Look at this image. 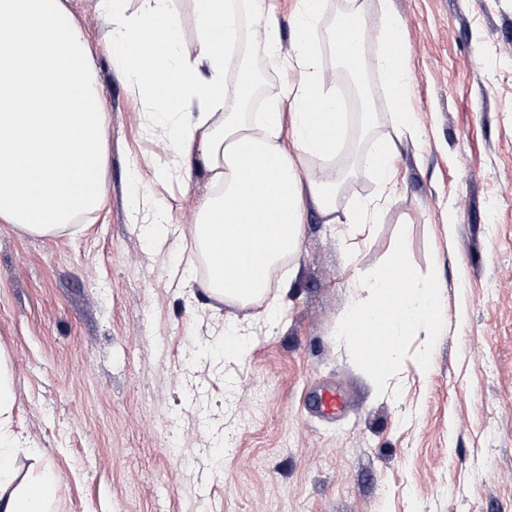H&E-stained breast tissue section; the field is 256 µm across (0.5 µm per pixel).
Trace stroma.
<instances>
[{"instance_id":"stroma-1","label":"stroma","mask_w":512,"mask_h":512,"mask_svg":"<svg viewBox=\"0 0 512 512\" xmlns=\"http://www.w3.org/2000/svg\"><path fill=\"white\" fill-rule=\"evenodd\" d=\"M416 74L409 109L422 139L404 141L398 191L358 255L377 270L394 243L446 296L447 328L430 373L423 336L402 340L383 392L337 327L356 291L342 226L307 215L278 279L286 310L255 331L247 356L224 355L229 322L257 306L183 284L200 203L201 162L159 189L162 246L130 219L134 182L173 163L167 135L103 50L112 28L79 0L107 102L102 208L51 235L0 223V360L12 378L22 470L56 481L55 512H512V0H390ZM380 22V0H323L316 46L339 95L348 67L336 18ZM336 197H374L365 162L394 133L391 107L352 119ZM347 401L333 416L322 389Z\"/></svg>"}]
</instances>
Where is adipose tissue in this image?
Returning <instances> with one entry per match:
<instances>
[{
    "label": "adipose tissue",
    "instance_id": "ef3b65f1",
    "mask_svg": "<svg viewBox=\"0 0 512 512\" xmlns=\"http://www.w3.org/2000/svg\"><path fill=\"white\" fill-rule=\"evenodd\" d=\"M137 17L127 16L123 0H101L112 18L105 48L117 69L131 81L134 92L152 108V116L168 135L178 161L200 158L216 187L214 196L200 206L194 236L201 251L215 239L248 243L255 272L238 280L220 270L210 255L215 274L206 287L218 300L243 305L265 304L268 317L285 311L283 294L271 293L272 271L297 249L308 211H316L328 224L347 230L345 259L355 265L359 246L371 235L381 211L397 190L393 162L398 145L421 138L405 102L415 81L402 48V27L393 10H386L379 27L361 32L357 46L375 40V68L395 104L392 138L376 143L370 164L376 170L379 193L355 208L338 212L336 189L344 170L335 166L316 175L302 167L311 157L333 159L340 153L345 113L336 93L327 88L326 75L313 40L321 18L322 0H294L295 38L284 47L278 18L269 0H246L263 23L254 29L255 51L280 64L286 77L279 96L263 111L251 113L245 104L253 93L243 81L226 82L239 32L237 0H192L198 27L193 51L183 49L181 24L172 0H139ZM163 32L165 53L161 66L178 77L172 93L161 91L154 74L138 65L149 53L156 32ZM319 111H312V104ZM171 170L156 173L154 184L138 187L131 212L134 223L149 227L153 244L167 235V219L155 207V184L171 179ZM363 296L345 310L339 336L360 344L367 374L383 384L394 376L404 337L424 330L419 356L422 371H429L442 328L445 295L441 286L420 278L409 267L402 246H394L378 271L353 275ZM381 338L378 352L363 347L364 337ZM13 390L6 370L0 368V512H51L55 484L41 475L18 483L13 441Z\"/></svg>",
    "mask_w": 512,
    "mask_h": 512
}]
</instances>
